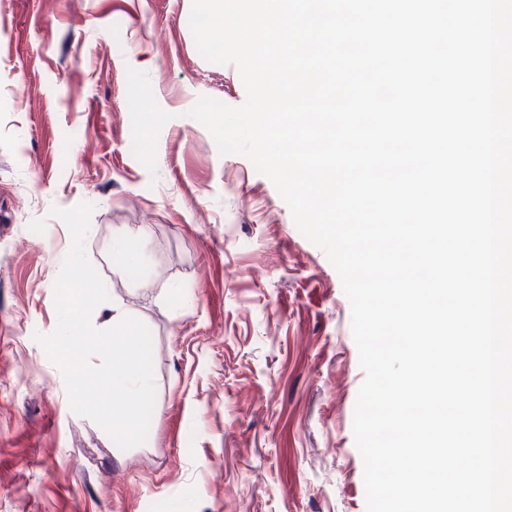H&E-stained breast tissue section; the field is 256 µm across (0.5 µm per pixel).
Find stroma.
<instances>
[{"label":"stroma","instance_id":"stroma-1","mask_svg":"<svg viewBox=\"0 0 512 512\" xmlns=\"http://www.w3.org/2000/svg\"><path fill=\"white\" fill-rule=\"evenodd\" d=\"M192 0H0V512H366L353 433L365 373L328 257L272 181L189 111L237 107ZM153 342L147 439L73 412L40 336L72 236ZM148 227L137 275L112 238Z\"/></svg>","mask_w":512,"mask_h":512}]
</instances>
